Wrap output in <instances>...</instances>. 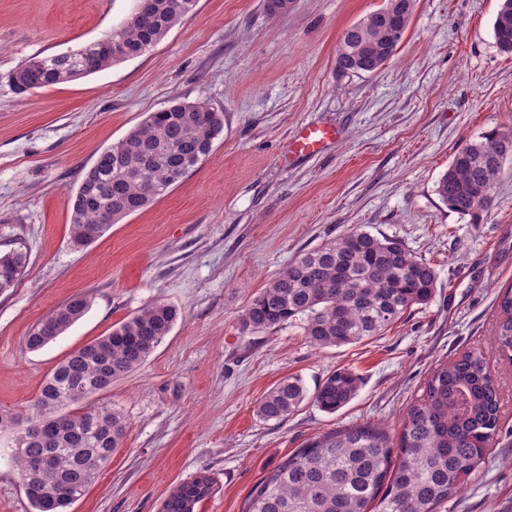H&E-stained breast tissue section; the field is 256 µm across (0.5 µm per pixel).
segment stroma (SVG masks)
Segmentation results:
<instances>
[{
    "label": "stroma",
    "mask_w": 512,
    "mask_h": 512,
    "mask_svg": "<svg viewBox=\"0 0 512 512\" xmlns=\"http://www.w3.org/2000/svg\"><path fill=\"white\" fill-rule=\"evenodd\" d=\"M384 0H196L150 51L102 72L15 93L37 54L76 51L121 26L136 0H0V252L28 265L0 293V412L28 409L52 368L161 301L181 316L135 372L88 400L126 417L121 448L68 512H161L180 482L216 492L197 512H244L251 491L296 449L362 423L397 429L430 372L480 351L499 378L505 430L462 494L439 512H512V361L491 336L496 294L512 283V162L483 223L450 212L436 184L455 153L512 129V58L499 52V0H416L396 55L378 71L337 74L344 31ZM177 101L224 114L209 157L146 209L85 246L71 239L69 195L98 154L145 113ZM339 128L320 154L284 163L303 124ZM353 229L397 237L438 272L431 303L384 335L318 349L301 321L244 330L250 300L297 255ZM75 295L87 313L28 350L30 328ZM348 368L357 396L327 413L303 403L284 422L255 408L287 376L314 390ZM0 430V512H33Z\"/></svg>",
    "instance_id": "1"
}]
</instances>
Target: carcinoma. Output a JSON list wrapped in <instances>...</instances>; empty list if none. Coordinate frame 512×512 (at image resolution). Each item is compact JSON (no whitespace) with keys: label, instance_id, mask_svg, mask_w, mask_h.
<instances>
[{"label":"carcinoma","instance_id":"cac0c4a2","mask_svg":"<svg viewBox=\"0 0 512 512\" xmlns=\"http://www.w3.org/2000/svg\"><path fill=\"white\" fill-rule=\"evenodd\" d=\"M196 0H152L120 27L76 53L36 55L12 73L17 93L84 78L139 57L157 45L192 10ZM415 0H393L350 26L336 54L342 73H373L394 57ZM499 51L512 56V0H502L493 23ZM224 130V114L198 102H174L143 119L105 149L84 173L71 199L72 239L87 244L114 224L152 204L213 150ZM512 160V131L492 129L454 155L437 184L448 209L479 224L494 200L506 161ZM27 254L0 255V292L16 286ZM434 266L395 237L352 230L299 255L249 301L243 328L257 332L297 319L318 348L354 345L379 337L414 306L428 305L437 288ZM498 320L492 341L512 360V284L496 296ZM88 300L76 295L58 305L28 333L26 347L39 350L80 320ZM179 312L155 302L112 331L59 362L27 413H0V427L14 434L15 460L35 512H67L70 496L84 489L85 464L108 461L127 429L112 407L62 412L112 387L136 371L167 336ZM361 379L343 369L328 374L313 393L297 377L279 381L260 399L257 415L282 422L305 400L334 413L357 394ZM500 384L483 356L459 353L430 373L421 394L405 408L392 439L378 425H352L295 450L256 485L245 512H437L464 488L501 434ZM44 437L31 440L26 427ZM52 456L43 475L34 462ZM214 492L207 474L179 483L162 512H195Z\"/></svg>","mask_w":512,"mask_h":512}]
</instances>
